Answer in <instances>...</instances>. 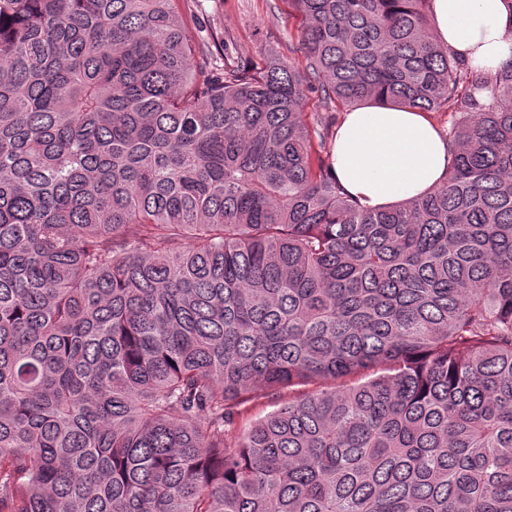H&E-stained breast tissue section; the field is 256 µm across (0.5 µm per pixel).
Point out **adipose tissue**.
Here are the masks:
<instances>
[{
    "instance_id": "ef3b65f1",
    "label": "adipose tissue",
    "mask_w": 512,
    "mask_h": 512,
    "mask_svg": "<svg viewBox=\"0 0 512 512\" xmlns=\"http://www.w3.org/2000/svg\"><path fill=\"white\" fill-rule=\"evenodd\" d=\"M431 11L435 39L476 74L512 63V0H431ZM451 153L425 113L370 105L343 114L331 166L346 194L378 209L439 186Z\"/></svg>"
}]
</instances>
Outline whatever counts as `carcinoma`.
Segmentation results:
<instances>
[{"label":"carcinoma","instance_id":"carcinoma-1","mask_svg":"<svg viewBox=\"0 0 512 512\" xmlns=\"http://www.w3.org/2000/svg\"><path fill=\"white\" fill-rule=\"evenodd\" d=\"M179 2L0 0V512H512V62L288 0L303 64L192 65ZM312 94L447 179L359 206ZM304 387L296 386L291 389H285L279 395L273 397L260 398L245 404L242 408V414L238 418L233 434L235 436L244 435L252 423L265 417L276 410L282 403L288 401L304 391Z\"/></svg>","mask_w":512,"mask_h":512}]
</instances>
